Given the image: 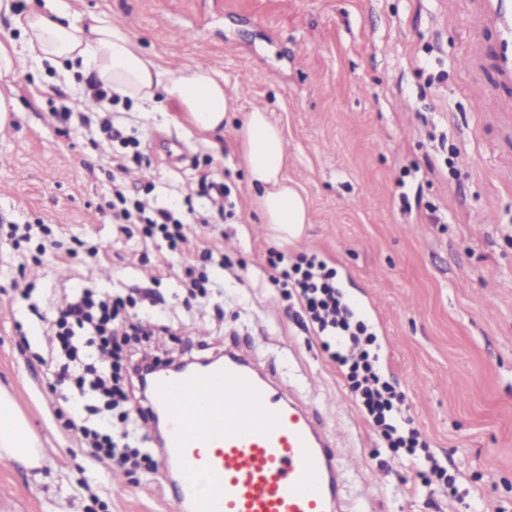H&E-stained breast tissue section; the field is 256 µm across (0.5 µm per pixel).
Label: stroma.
Instances as JSON below:
<instances>
[{"instance_id": "obj_1", "label": "stroma", "mask_w": 512, "mask_h": 512, "mask_svg": "<svg viewBox=\"0 0 512 512\" xmlns=\"http://www.w3.org/2000/svg\"><path fill=\"white\" fill-rule=\"evenodd\" d=\"M81 16L125 26L173 72L211 68L239 110L205 139L173 107H113L145 160L130 196L190 216L191 238L223 251L191 297L162 239L112 222V148L90 75L29 65L0 129V216L51 225L41 259L0 230V389L39 437V468L0 458V512H174L146 467L89 456L55 414L39 312L72 292L141 297L168 325L135 348L163 360L249 347L322 410L341 450L351 512H512V43L490 0H71ZM266 109L286 139V173L310 202L303 236L281 245L254 206L236 129ZM89 124H81L78 113ZM212 164L234 215L201 218L198 170ZM335 269L382 347L404 413L443 458L453 486L415 485L406 458L383 453L338 364L269 281V251ZM30 297H22L24 288Z\"/></svg>"}]
</instances>
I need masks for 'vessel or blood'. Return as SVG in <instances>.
<instances>
[{
    "label": "vessel or blood",
    "instance_id": "vessel-or-blood-1",
    "mask_svg": "<svg viewBox=\"0 0 512 512\" xmlns=\"http://www.w3.org/2000/svg\"><path fill=\"white\" fill-rule=\"evenodd\" d=\"M158 409L159 480L175 512H343L332 437L243 356L155 379L145 411Z\"/></svg>",
    "mask_w": 512,
    "mask_h": 512
}]
</instances>
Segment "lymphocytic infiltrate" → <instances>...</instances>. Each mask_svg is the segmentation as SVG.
Segmentation results:
<instances>
[{
  "label": "lymphocytic infiltrate",
  "mask_w": 512,
  "mask_h": 512,
  "mask_svg": "<svg viewBox=\"0 0 512 512\" xmlns=\"http://www.w3.org/2000/svg\"><path fill=\"white\" fill-rule=\"evenodd\" d=\"M108 207L113 223L136 224L144 238L159 236L167 241L180 256L185 274L182 286L191 296H206L209 279L197 274L196 265L212 258L213 251L190 240L184 219L149 199H129L118 182L112 185ZM267 262L273 271L271 283L294 291L309 324L324 345L332 346V359L344 368L350 389L360 396L388 451L405 455L422 482L445 477V467L430 452L412 420L402 416L405 394L383 377L380 354L374 348L376 338L347 302L334 271L305 257L289 264L276 251L270 252ZM135 307V301L120 296L97 302L85 291L72 294L48 320L61 343L60 349L51 350L49 361V386L61 404L57 415L69 429L80 433L92 456L112 459L121 467L151 461L149 449L129 432L117 435L89 427L85 417L116 411L122 422L135 418L127 406L133 376L141 370L127 350L131 338L143 332Z\"/></svg>",
  "instance_id": "lymphocytic-infiltrate-1"
}]
</instances>
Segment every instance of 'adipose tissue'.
Here are the masks:
<instances>
[{
	"mask_svg": "<svg viewBox=\"0 0 512 512\" xmlns=\"http://www.w3.org/2000/svg\"><path fill=\"white\" fill-rule=\"evenodd\" d=\"M9 19L20 40L0 44V81L24 73L28 64L56 67L71 63L73 70L93 74L97 83L120 99L159 108L174 105L201 134L222 132L235 106L224 88L222 74L197 67L176 74L146 56L128 30L97 16L83 18L68 0H44L42 7L18 12L15 0H0V18ZM248 184L262 223L280 239L301 237L310 221L308 198L288 179L282 129L267 111H247L239 131ZM0 457L27 467L40 465L41 444L29 429L12 396L0 390Z\"/></svg>",
	"mask_w": 512,
	"mask_h": 512,
	"instance_id": "adipose-tissue-1",
	"label": "adipose tissue"
}]
</instances>
